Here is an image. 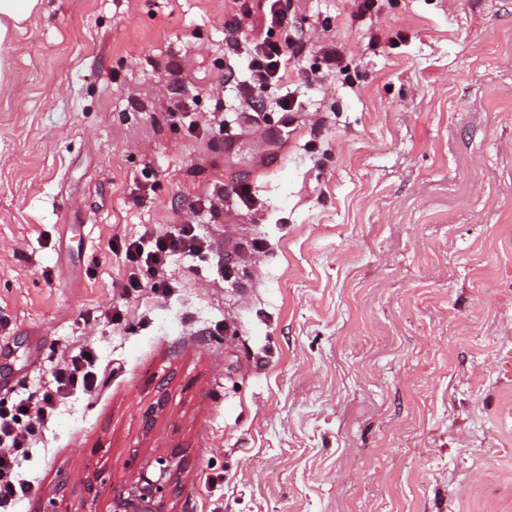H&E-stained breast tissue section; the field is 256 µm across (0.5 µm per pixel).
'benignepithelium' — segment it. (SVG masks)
<instances>
[{"mask_svg":"<svg viewBox=\"0 0 512 512\" xmlns=\"http://www.w3.org/2000/svg\"><path fill=\"white\" fill-rule=\"evenodd\" d=\"M158 470L144 467L135 479L108 501V512H166L167 498L179 493L173 481L169 460L157 459Z\"/></svg>","mask_w":512,"mask_h":512,"instance_id":"7a95c632","label":"benign epithelium"}]
</instances>
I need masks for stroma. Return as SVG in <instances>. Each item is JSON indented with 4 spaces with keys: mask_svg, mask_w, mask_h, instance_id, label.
Listing matches in <instances>:
<instances>
[{
    "mask_svg": "<svg viewBox=\"0 0 512 512\" xmlns=\"http://www.w3.org/2000/svg\"><path fill=\"white\" fill-rule=\"evenodd\" d=\"M262 5L48 0L0 48V405L76 347L104 371L15 512H106L169 455L167 512H512V0H293L255 113L224 45L280 40ZM184 224L216 255L119 289L112 241Z\"/></svg>",
    "mask_w": 512,
    "mask_h": 512,
    "instance_id": "35a3bbf8",
    "label": "stroma"
}]
</instances>
